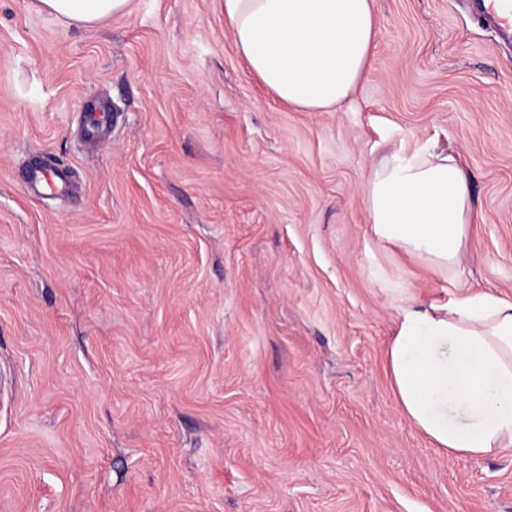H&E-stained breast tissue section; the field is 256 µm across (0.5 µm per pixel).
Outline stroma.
<instances>
[{
  "instance_id": "35a3bbf8",
  "label": "stroma",
  "mask_w": 512,
  "mask_h": 512,
  "mask_svg": "<svg viewBox=\"0 0 512 512\" xmlns=\"http://www.w3.org/2000/svg\"><path fill=\"white\" fill-rule=\"evenodd\" d=\"M373 6L366 79L302 112L224 0H0V512H512V449L434 448L387 370L400 296L512 300V44L467 0ZM415 139L470 177L452 278L368 221ZM131 3L132 0H39L44 10L86 25L124 13Z\"/></svg>"
}]
</instances>
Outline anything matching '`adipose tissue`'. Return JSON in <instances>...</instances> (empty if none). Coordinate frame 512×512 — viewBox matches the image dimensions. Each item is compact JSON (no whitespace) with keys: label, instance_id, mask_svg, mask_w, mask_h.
<instances>
[{"label":"adipose tissue","instance_id":"1","mask_svg":"<svg viewBox=\"0 0 512 512\" xmlns=\"http://www.w3.org/2000/svg\"><path fill=\"white\" fill-rule=\"evenodd\" d=\"M131 3L39 0L86 25ZM224 20L250 72L299 110H339L371 65L373 0H224ZM365 206L379 239L440 272L459 271L473 205L454 153L400 143L371 166ZM388 359L405 416L435 448L464 456L512 448V300L472 291L444 305L402 299Z\"/></svg>","mask_w":512,"mask_h":512}]
</instances>
